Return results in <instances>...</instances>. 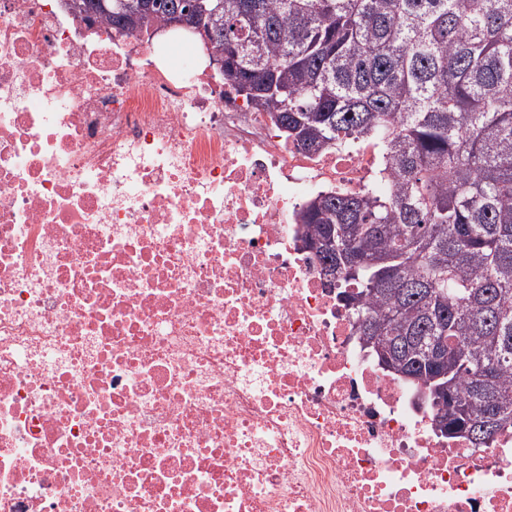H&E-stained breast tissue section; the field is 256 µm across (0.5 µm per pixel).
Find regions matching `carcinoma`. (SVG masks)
Masks as SVG:
<instances>
[{"instance_id":"cac0c4a2","label":"carcinoma","mask_w":512,"mask_h":512,"mask_svg":"<svg viewBox=\"0 0 512 512\" xmlns=\"http://www.w3.org/2000/svg\"><path fill=\"white\" fill-rule=\"evenodd\" d=\"M103 18L138 33L192 0H112ZM204 20L224 72L308 153L368 137V191L321 194L304 240L334 235L345 300L357 296L387 367L424 388L434 427L485 448L512 430V0H212ZM442 337L446 375L418 347Z\"/></svg>"}]
</instances>
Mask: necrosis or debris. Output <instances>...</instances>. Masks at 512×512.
I'll use <instances>...</instances> for the list:
<instances>
[{
  "label": "necrosis or debris",
  "instance_id": "4bbe7bcc",
  "mask_svg": "<svg viewBox=\"0 0 512 512\" xmlns=\"http://www.w3.org/2000/svg\"><path fill=\"white\" fill-rule=\"evenodd\" d=\"M208 45L0 0V512H512V430L441 435L297 214L307 153Z\"/></svg>",
  "mask_w": 512,
  "mask_h": 512
}]
</instances>
